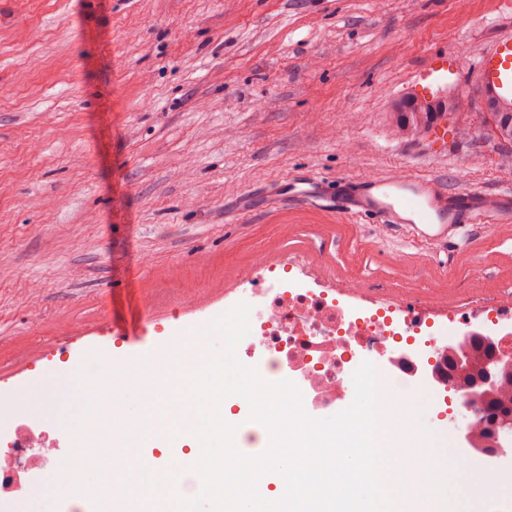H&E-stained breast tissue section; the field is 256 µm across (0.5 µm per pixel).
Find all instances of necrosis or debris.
<instances>
[{
  "label": "necrosis or debris",
  "mask_w": 512,
  "mask_h": 512,
  "mask_svg": "<svg viewBox=\"0 0 512 512\" xmlns=\"http://www.w3.org/2000/svg\"><path fill=\"white\" fill-rule=\"evenodd\" d=\"M262 295L263 311L250 315L246 341L258 350L262 378L298 383L311 416L323 417L345 398L360 362L383 367L391 386L379 441L396 455L395 470L408 486L398 498L401 512H484L490 496L501 512H512V486L481 482L468 471L458 475L457 494H449L455 453L439 448L422 456L426 435L416 418L427 397L460 395L448 378L449 344L480 335L512 348L511 309L489 310L475 323L452 314L447 326L433 329L415 312L407 318L351 312L327 291L314 288H266Z\"/></svg>",
  "instance_id": "4bbe7bcc"
}]
</instances>
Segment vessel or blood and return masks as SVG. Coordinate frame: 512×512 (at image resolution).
Wrapping results in <instances>:
<instances>
[{"label": "vessel or blood", "instance_id": "1", "mask_svg": "<svg viewBox=\"0 0 512 512\" xmlns=\"http://www.w3.org/2000/svg\"><path fill=\"white\" fill-rule=\"evenodd\" d=\"M481 90L501 101L512 100V33L501 34L479 53L477 64ZM458 72L456 59L443 54L421 71L414 86L418 97L436 98V85L448 81ZM281 200L304 206L338 209L345 217H367L378 224L403 223L411 214L417 223L436 228L437 239L448 237L455 224H479L488 214L499 211L501 194L471 190L448 194L432 179L368 178L353 191L338 190L325 194L317 179H309L307 189L293 192L280 186ZM224 307L209 304L193 310L190 317L157 336L147 335L144 316H137L123 327L99 323L93 331L55 341L39 358V367L0 369V432L8 430L6 417L20 391L30 385L41 387L84 385L98 374L112 372L131 381L146 362H166L173 356L171 342L180 338L197 345L199 361L207 354L200 345L202 330L222 316ZM120 339L122 350H114L113 339ZM137 456L152 462L157 471L172 469L173 453H159L146 443ZM76 500L75 512H156V505L146 498L137 485H129L120 497H113L101 481H81L71 490Z\"/></svg>", "mask_w": 512, "mask_h": 512}]
</instances>
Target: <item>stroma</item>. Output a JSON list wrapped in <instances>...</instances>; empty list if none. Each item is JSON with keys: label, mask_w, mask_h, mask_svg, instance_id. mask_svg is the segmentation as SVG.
Returning <instances> with one entry per match:
<instances>
[{"label": "stroma", "mask_w": 512, "mask_h": 512, "mask_svg": "<svg viewBox=\"0 0 512 512\" xmlns=\"http://www.w3.org/2000/svg\"><path fill=\"white\" fill-rule=\"evenodd\" d=\"M506 31L501 0H0V365L145 298L168 325L287 262L289 282L357 289L363 310L512 308V222L458 229L451 249L273 193L296 176L512 189L480 104L466 138L403 136L387 112L445 52L476 95L478 54ZM99 384L169 447V420ZM14 425L44 445L0 439L6 499L56 467L60 438Z\"/></svg>", "instance_id": "35a3bbf8"}]
</instances>
